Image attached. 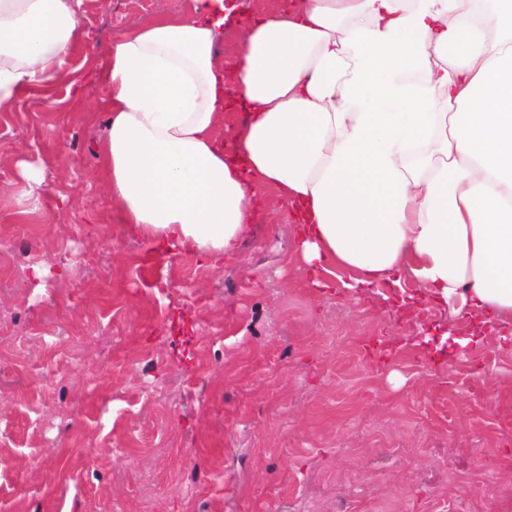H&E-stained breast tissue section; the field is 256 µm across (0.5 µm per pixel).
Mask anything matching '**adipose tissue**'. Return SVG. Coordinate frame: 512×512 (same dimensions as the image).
Returning <instances> with one entry per match:
<instances>
[{"label":"adipose tissue","instance_id":"adipose-tissue-1","mask_svg":"<svg viewBox=\"0 0 512 512\" xmlns=\"http://www.w3.org/2000/svg\"><path fill=\"white\" fill-rule=\"evenodd\" d=\"M80 0H0V111L84 38ZM224 0L132 24L105 52L101 180L122 223L236 256L259 195L315 277L353 291L408 272L456 314L512 320V0H299L249 25L230 65ZM247 123L216 132L227 91ZM14 215L39 208L16 163Z\"/></svg>","mask_w":512,"mask_h":512}]
</instances>
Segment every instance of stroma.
I'll return each mask as SVG.
<instances>
[{
  "instance_id": "obj_1",
  "label": "stroma",
  "mask_w": 512,
  "mask_h": 512,
  "mask_svg": "<svg viewBox=\"0 0 512 512\" xmlns=\"http://www.w3.org/2000/svg\"><path fill=\"white\" fill-rule=\"evenodd\" d=\"M287 0H240L244 18ZM193 0H82L95 50L0 112V186L44 173L36 235L0 195V512H489L512 505V324L439 355L412 345L401 289L316 288L275 195L212 267L122 224L98 176L104 49ZM66 268L42 291L25 271ZM395 341L379 363L358 337Z\"/></svg>"
}]
</instances>
